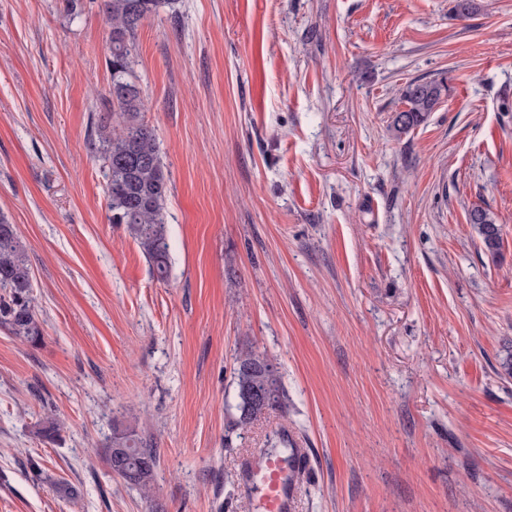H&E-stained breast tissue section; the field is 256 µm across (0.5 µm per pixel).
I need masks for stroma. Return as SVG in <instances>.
Returning a JSON list of instances; mask_svg holds the SVG:
<instances>
[{"mask_svg": "<svg viewBox=\"0 0 512 512\" xmlns=\"http://www.w3.org/2000/svg\"><path fill=\"white\" fill-rule=\"evenodd\" d=\"M478 2L176 0L145 20L160 281L107 221L103 0L73 22L62 0H0V214L43 329H0V512H257L262 448L307 450L296 512H512V0ZM443 75L395 138L402 88ZM249 350L288 406L240 430ZM129 426L157 450L152 503L107 463ZM447 92L448 84L444 78L414 80L408 83L400 98L404 104V112H395L390 124L394 136L399 139L426 123ZM469 224L477 230L485 247L494 252L500 246L501 225L497 224L494 217L483 208H473L468 216Z\"/></svg>", "mask_w": 512, "mask_h": 512, "instance_id": "1", "label": "stroma"}]
</instances>
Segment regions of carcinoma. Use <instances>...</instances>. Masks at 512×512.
I'll return each mask as SVG.
<instances>
[{
  "mask_svg": "<svg viewBox=\"0 0 512 512\" xmlns=\"http://www.w3.org/2000/svg\"><path fill=\"white\" fill-rule=\"evenodd\" d=\"M175 0H105L109 27L107 66L111 74L109 112L99 118L97 153L106 172L107 220L124 225L149 263L152 274L168 277L170 254L165 219L169 178L159 154L154 131L142 122L146 102L133 80L137 32L141 23ZM448 92L447 80H414L402 90L404 111L392 117L396 138L427 122ZM468 221L485 247L500 246L501 225L483 208H473ZM34 278L27 248L15 225L0 216V328L31 343L42 329L33 304ZM238 417L234 426L244 428L269 410L288 404L279 376L269 360L249 352L237 358L234 368ZM107 461L128 485L154 497L156 449L147 445L136 428L112 435Z\"/></svg>",
  "mask_w": 512,
  "mask_h": 512,
  "instance_id": "carcinoma-1",
  "label": "carcinoma"
}]
</instances>
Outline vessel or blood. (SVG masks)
<instances>
[{
    "label": "vessel or blood",
    "instance_id": "b4317fda",
    "mask_svg": "<svg viewBox=\"0 0 512 512\" xmlns=\"http://www.w3.org/2000/svg\"><path fill=\"white\" fill-rule=\"evenodd\" d=\"M304 451L291 458L253 457L245 466L246 482L260 493V512H293L297 473L306 465Z\"/></svg>",
    "mask_w": 512,
    "mask_h": 512
}]
</instances>
